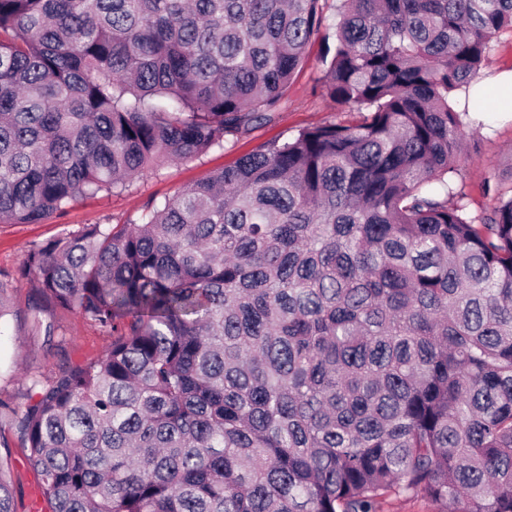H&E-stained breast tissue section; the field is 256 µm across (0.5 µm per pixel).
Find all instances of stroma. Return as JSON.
I'll use <instances>...</instances> for the list:
<instances>
[{
	"label": "stroma",
	"instance_id": "35a3bbf8",
	"mask_svg": "<svg viewBox=\"0 0 512 512\" xmlns=\"http://www.w3.org/2000/svg\"><path fill=\"white\" fill-rule=\"evenodd\" d=\"M319 75L316 56H309L296 72L275 119L225 148L194 161L161 163L135 179L123 193L85 198L66 213L40 223L0 224V285L7 299V310L0 316V472L13 484L16 512H33L32 502L42 493L40 479L31 469L28 451L21 447L12 423L14 410L27 401L32 378L49 376L66 364L95 360L112 344L109 331L41 299L29 280L19 278L17 270L26 251L32 244L50 241L68 230L127 223L151 200L175 196L261 144L286 140L305 127L353 121V113L317 90ZM485 104V112L477 116L481 128L466 132L468 157L460 163L474 210L485 202L483 184L489 175H496L503 187L512 186V112L501 111L495 96Z\"/></svg>",
	"mask_w": 512,
	"mask_h": 512
}]
</instances>
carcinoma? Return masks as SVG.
Masks as SVG:
<instances>
[{
  "label": "carcinoma",
  "instance_id": "carcinoma-1",
  "mask_svg": "<svg viewBox=\"0 0 512 512\" xmlns=\"http://www.w3.org/2000/svg\"><path fill=\"white\" fill-rule=\"evenodd\" d=\"M321 0H0V224L122 192L273 120ZM354 124L260 145L127 224L32 245L112 332L14 428L52 512H512V188L459 179L512 0H338ZM0 512H15L0 477ZM380 512H437L438 506L428 499L415 496L389 495L380 504Z\"/></svg>",
  "mask_w": 512,
  "mask_h": 512
}]
</instances>
